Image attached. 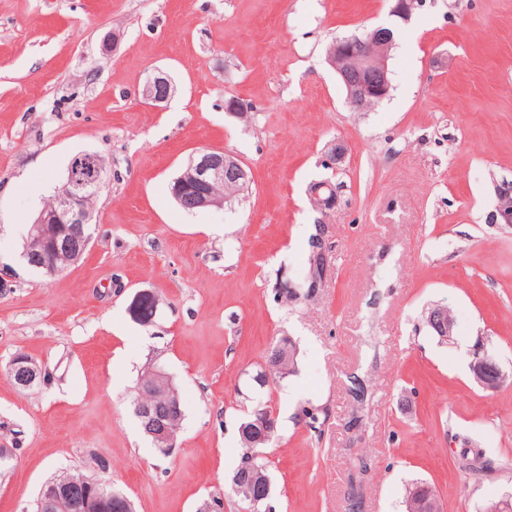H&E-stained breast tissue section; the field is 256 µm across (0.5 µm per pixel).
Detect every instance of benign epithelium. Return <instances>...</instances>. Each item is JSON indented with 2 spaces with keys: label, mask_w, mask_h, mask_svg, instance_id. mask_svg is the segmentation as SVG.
<instances>
[{
  "label": "benign epithelium",
  "mask_w": 512,
  "mask_h": 512,
  "mask_svg": "<svg viewBox=\"0 0 512 512\" xmlns=\"http://www.w3.org/2000/svg\"><path fill=\"white\" fill-rule=\"evenodd\" d=\"M421 6L422 0H395L390 15L407 22ZM396 28L394 23L379 25L361 35L340 38L330 46L328 62L343 84L350 106H358L370 100L381 102L388 97L391 85L385 61L395 44ZM174 93L172 80L165 74L149 78L142 89L138 90V96L157 107L168 102ZM103 173L104 165L96 153L81 154L71 162L64 183L28 227L22 252V259L28 267L50 275L58 257L65 256L71 263L82 257L91 241L87 228L92 224L93 206L87 203V199L96 196L102 188ZM249 182V168L241 160L223 151L201 150L174 180L172 193L178 203L194 211L224 205L226 197L216 192L217 186L231 183L243 188ZM507 186V180L494 182L496 202L489 215L491 224H512V207L507 204L508 196L504 193ZM331 188L332 185L326 181L310 192L312 203L321 211L332 210L338 203L337 193L329 192ZM327 239L328 225H317L313 257L321 259V266L308 276V296L321 287L330 251ZM441 311L440 306L430 309L427 326L442 338L451 337L453 324L443 320ZM471 369L491 390L509 377L495 356L483 345L475 349ZM10 374L14 375L16 385L23 389L42 380L40 367L25 356L15 357L11 362ZM152 374L156 383L149 391L173 407L180 408L178 393L171 385L170 377L161 370H154ZM136 417L143 421L147 436L160 445L159 451L169 453L174 440L160 413L151 405H140ZM274 428L273 418L259 414L246 426V433L264 436ZM83 468L88 473L86 486L93 490V497L69 499L66 497L64 483L49 480L38 495L37 512H64L66 509L69 512H106L108 504L113 500L123 502L126 512H134L133 503L127 495L112 488L106 479L109 463L105 458L92 453L85 458ZM232 489L252 499L261 490L270 493L271 484L268 477L254 468L245 473H237L233 478Z\"/></svg>",
  "instance_id": "obj_1"
}]
</instances>
